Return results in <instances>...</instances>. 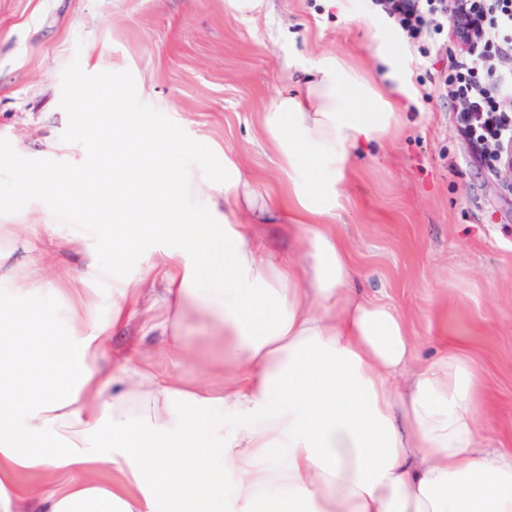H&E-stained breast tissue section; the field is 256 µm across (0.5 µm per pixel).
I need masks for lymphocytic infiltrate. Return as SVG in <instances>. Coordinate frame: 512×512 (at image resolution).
I'll use <instances>...</instances> for the list:
<instances>
[{
    "label": "lymphocytic infiltrate",
    "instance_id": "1",
    "mask_svg": "<svg viewBox=\"0 0 512 512\" xmlns=\"http://www.w3.org/2000/svg\"><path fill=\"white\" fill-rule=\"evenodd\" d=\"M415 43L447 39L436 91L470 160L512 173V0H368Z\"/></svg>",
    "mask_w": 512,
    "mask_h": 512
}]
</instances>
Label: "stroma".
<instances>
[{
	"mask_svg": "<svg viewBox=\"0 0 512 512\" xmlns=\"http://www.w3.org/2000/svg\"><path fill=\"white\" fill-rule=\"evenodd\" d=\"M392 46L401 51L400 88L375 62ZM444 53L437 44L419 52L357 0H265L244 16L224 0H0V149L68 176L85 143L74 96L97 98L117 71L124 108L174 134L180 165L200 171L231 156L275 206L291 190L262 115L279 95L304 93L312 60L340 58L400 114L392 136L351 152L332 222L352 251L357 285L409 323L418 345L409 371L448 344L473 358L489 404L479 426L491 447L512 450V190L469 162L448 103L431 94ZM58 142L68 150H55ZM16 181V169L0 168V257L15 275L0 291L24 286L48 251V280L77 281L79 248L33 234L48 216ZM161 315L156 305L126 318L108 338L104 367L119 370L132 355L175 378L210 381L198 363L205 317L186 312L189 349L172 357Z\"/></svg>",
	"mask_w": 512,
	"mask_h": 512,
	"instance_id": "obj_1",
	"label": "stroma"
}]
</instances>
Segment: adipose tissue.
Segmentation results:
<instances>
[{
	"label": "adipose tissue",
	"mask_w": 512,
	"mask_h": 512,
	"mask_svg": "<svg viewBox=\"0 0 512 512\" xmlns=\"http://www.w3.org/2000/svg\"><path fill=\"white\" fill-rule=\"evenodd\" d=\"M309 72L305 95L263 115L294 204H267L230 158L180 171L171 139L117 106L118 73L112 103L77 101L95 164L66 181L22 174L20 192L99 224L86 279L138 247L163 269L170 354L185 352L197 307L212 331L204 367L224 379L140 367L117 379L82 289L57 291L67 331L52 306L0 299V512H512V453L478 426L476 368L449 350L406 375L407 321L363 295L329 223L348 147L388 136L397 114L340 59ZM260 224L287 225L301 260L267 255Z\"/></svg>",
	"instance_id": "adipose-tissue-1"
}]
</instances>
